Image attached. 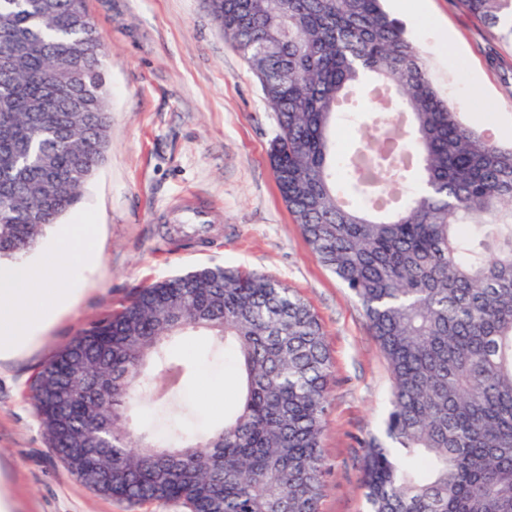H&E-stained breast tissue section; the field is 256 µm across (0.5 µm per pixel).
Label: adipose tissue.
<instances>
[{"label":"adipose tissue","instance_id":"adipose-tissue-1","mask_svg":"<svg viewBox=\"0 0 512 512\" xmlns=\"http://www.w3.org/2000/svg\"><path fill=\"white\" fill-rule=\"evenodd\" d=\"M95 225L59 224L33 263L0 267V360L26 350L68 309L94 252Z\"/></svg>","mask_w":512,"mask_h":512}]
</instances>
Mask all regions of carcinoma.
Returning a JSON list of instances; mask_svg holds the SVG:
<instances>
[{
  "mask_svg": "<svg viewBox=\"0 0 512 512\" xmlns=\"http://www.w3.org/2000/svg\"><path fill=\"white\" fill-rule=\"evenodd\" d=\"M512 39V0H462ZM274 114L271 167L391 372L362 443L368 512H512V141L464 123L381 0H210ZM104 39L84 0H0V260L20 259L104 160ZM345 128L351 146L339 149ZM419 190L409 191L411 184ZM231 353L241 398L205 433L129 420L192 361ZM332 361L282 281L215 266L158 280L37 373L49 448L85 487L186 512H319ZM91 457L75 467L70 449Z\"/></svg>",
  "mask_w": 512,
  "mask_h": 512,
  "instance_id": "carcinoma-1",
  "label": "carcinoma"
}]
</instances>
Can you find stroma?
<instances>
[{
  "mask_svg": "<svg viewBox=\"0 0 512 512\" xmlns=\"http://www.w3.org/2000/svg\"><path fill=\"white\" fill-rule=\"evenodd\" d=\"M385 0L420 49L441 94L469 124L512 116V40L461 0ZM105 39L108 147L62 221L96 226L97 259L72 308L30 350L0 362V465L22 512H184L173 504L117 503L85 488L51 452L28 398L33 375L83 327L138 288L177 272L223 265L266 273L318 316L331 356L323 438L329 465L321 512H365L361 441L380 434L391 375L364 311L317 260L284 203L267 154L272 114L259 83L208 0H86ZM209 213L204 240L166 235L185 206ZM196 373L178 394L184 425L223 422L236 399L233 364L205 337L177 346Z\"/></svg>",
  "mask_w": 512,
  "mask_h": 512,
  "instance_id": "1",
  "label": "stroma"
}]
</instances>
